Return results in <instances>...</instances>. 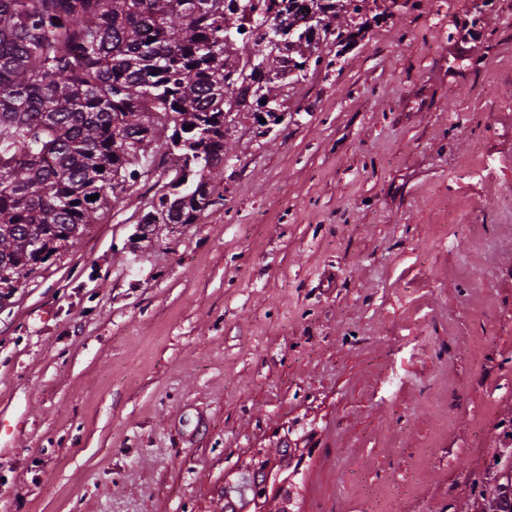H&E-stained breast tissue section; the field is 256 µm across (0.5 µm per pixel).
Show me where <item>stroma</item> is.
<instances>
[{
	"mask_svg": "<svg viewBox=\"0 0 512 512\" xmlns=\"http://www.w3.org/2000/svg\"><path fill=\"white\" fill-rule=\"evenodd\" d=\"M501 2L377 0L274 138L236 119L198 223L135 238L138 184L0 308V512H222L279 446L299 512H477L512 418Z\"/></svg>",
	"mask_w": 512,
	"mask_h": 512,
	"instance_id": "1",
	"label": "stroma"
}]
</instances>
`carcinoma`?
Instances as JSON below:
<instances>
[{
	"instance_id": "carcinoma-1",
	"label": "carcinoma",
	"mask_w": 512,
	"mask_h": 512,
	"mask_svg": "<svg viewBox=\"0 0 512 512\" xmlns=\"http://www.w3.org/2000/svg\"><path fill=\"white\" fill-rule=\"evenodd\" d=\"M365 2L0 0V307L170 156L138 224L197 223L229 125L282 124L279 90L333 66ZM502 478L481 512H512Z\"/></svg>"
}]
</instances>
